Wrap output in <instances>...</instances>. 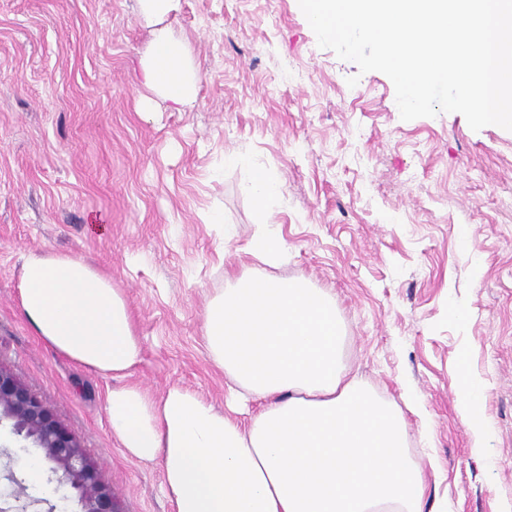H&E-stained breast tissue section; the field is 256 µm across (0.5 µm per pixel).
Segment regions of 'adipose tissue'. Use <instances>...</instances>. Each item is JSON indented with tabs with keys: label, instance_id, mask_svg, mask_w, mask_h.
<instances>
[{
	"label": "adipose tissue",
	"instance_id": "obj_1",
	"mask_svg": "<svg viewBox=\"0 0 512 512\" xmlns=\"http://www.w3.org/2000/svg\"><path fill=\"white\" fill-rule=\"evenodd\" d=\"M142 78L147 110L155 95L175 110L196 95L185 45L164 32ZM19 296L48 347L119 378L105 406L112 434L131 456L160 464L174 512H423L424 471L409 456L403 414L343 366L344 330L325 291L242 274L209 301L207 350L259 405L245 421L189 390L157 399L132 383L142 360L132 312L82 260L27 256Z\"/></svg>",
	"mask_w": 512,
	"mask_h": 512
}]
</instances>
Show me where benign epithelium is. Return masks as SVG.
Segmentation results:
<instances>
[{
    "label": "benign epithelium",
    "mask_w": 512,
    "mask_h": 512,
    "mask_svg": "<svg viewBox=\"0 0 512 512\" xmlns=\"http://www.w3.org/2000/svg\"><path fill=\"white\" fill-rule=\"evenodd\" d=\"M21 441L40 450L58 475L61 508L77 500L78 512H116L112 491L87 457L79 439L24 384L0 368V420Z\"/></svg>",
    "instance_id": "obj_1"
}]
</instances>
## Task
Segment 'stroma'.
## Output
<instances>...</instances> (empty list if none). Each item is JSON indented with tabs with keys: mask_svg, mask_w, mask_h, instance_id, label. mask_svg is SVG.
<instances>
[{
	"mask_svg": "<svg viewBox=\"0 0 512 512\" xmlns=\"http://www.w3.org/2000/svg\"><path fill=\"white\" fill-rule=\"evenodd\" d=\"M161 30L200 77L178 112L140 106ZM257 167L281 185L270 224ZM258 235L284 241L279 261L248 253ZM32 254L82 259L121 289L142 340L132 382L220 410L203 328L225 275L328 291L343 364L404 414L427 512H512V131L459 113L402 120L389 77L319 47L298 0H181L159 21L139 0H0V367L79 438L118 512H173L159 464L112 437L115 379L51 350L23 315ZM463 363L488 425L478 448L457 405ZM253 200L258 213L269 219V201L280 192L279 182L266 170L254 169L250 177Z\"/></svg>",
	"mask_w": 512,
	"mask_h": 512,
	"instance_id": "obj_1",
	"label": "stroma"
}]
</instances>
